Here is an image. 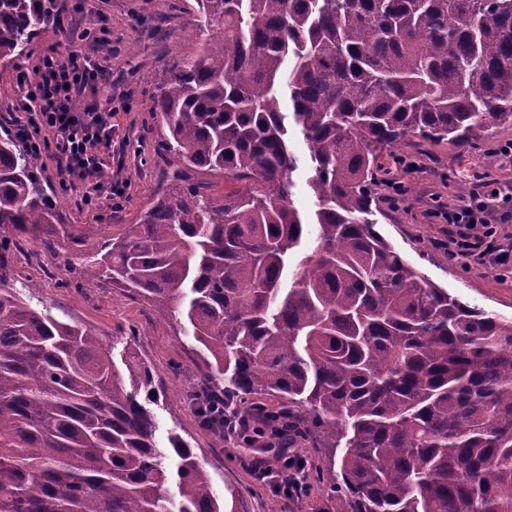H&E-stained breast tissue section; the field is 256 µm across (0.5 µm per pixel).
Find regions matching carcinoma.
I'll return each mask as SVG.
<instances>
[{
  "label": "carcinoma",
  "mask_w": 512,
  "mask_h": 512,
  "mask_svg": "<svg viewBox=\"0 0 512 512\" xmlns=\"http://www.w3.org/2000/svg\"><path fill=\"white\" fill-rule=\"evenodd\" d=\"M67 2L0 0V60ZM200 4L222 34L168 64L150 112L178 164L238 189L176 172L121 236L74 241L76 282L185 320L207 388L255 418L246 444L331 451L316 478L337 512H512V319L434 286L370 219L401 144L512 125V0ZM18 141L0 137V512H221L188 441L158 446L151 369L24 298L6 255L62 215ZM190 398L204 427L231 424ZM290 137L293 143L294 150L299 157V169L293 175L295 187L293 191V199L295 205L305 214H308L313 209V198L306 184V171L309 165V157L307 148L303 142L302 135L295 128H290Z\"/></svg>",
  "instance_id": "carcinoma-1"
}]
</instances>
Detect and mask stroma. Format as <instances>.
Instances as JSON below:
<instances>
[{
    "label": "stroma",
    "instance_id": "obj_1",
    "mask_svg": "<svg viewBox=\"0 0 512 512\" xmlns=\"http://www.w3.org/2000/svg\"><path fill=\"white\" fill-rule=\"evenodd\" d=\"M108 27V42L87 40L86 53L110 71L102 96L112 99L118 131L112 139L110 174L131 183L121 209L106 206L79 208L78 190H63L54 169L43 168L67 230L26 233L13 249V262L37 282L31 297L35 307H47L67 322H75L101 336L114 359L127 356L150 367L161 392L152 405L155 437L166 444L170 434L188 440L210 474L224 504V512H336V503L318 482H311L307 497L293 500L281 479L259 480L250 467L247 445L234 432L202 430L186 398L204 383L193 340L179 324L103 284L96 288L70 285L65 264L71 253L70 235L116 237L141 216L170 184L177 170L173 156L162 147L165 132L149 110L165 65L171 57L190 52L219 34L217 23L206 20L197 0H84V9L51 17L33 36L32 50L65 47L73 28ZM19 61L0 62V137L17 132L15 106L21 92L17 83ZM512 142V126L501 125L482 133L473 147L420 141L404 144L402 158L418 162L414 173L391 165L390 176L404 186L397 201L379 197L376 229L422 275L470 306L505 319L512 318V276L452 256L448 226L437 215L438 198L461 195L479 178L490 176L512 183V164L494 154L498 144Z\"/></svg>",
    "mask_w": 512,
    "mask_h": 512
}]
</instances>
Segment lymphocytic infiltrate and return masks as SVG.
Returning a JSON list of instances; mask_svg holds the SVG:
<instances>
[{"instance_id": "1", "label": "lymphocytic infiltrate", "mask_w": 512, "mask_h": 512, "mask_svg": "<svg viewBox=\"0 0 512 512\" xmlns=\"http://www.w3.org/2000/svg\"><path fill=\"white\" fill-rule=\"evenodd\" d=\"M25 89L19 107V132L29 151L57 170L62 188H80L84 204L120 208L129 185L112 180L107 156L112 149V109L90 101L83 108L75 102L88 88L106 82V69L86 55L78 40L65 48L50 47L29 56L19 71ZM512 199V184L481 183L468 197L440 204L449 225L448 239L455 254L506 271L512 254L498 248V225L512 215L498 212L497 200Z\"/></svg>"}]
</instances>
